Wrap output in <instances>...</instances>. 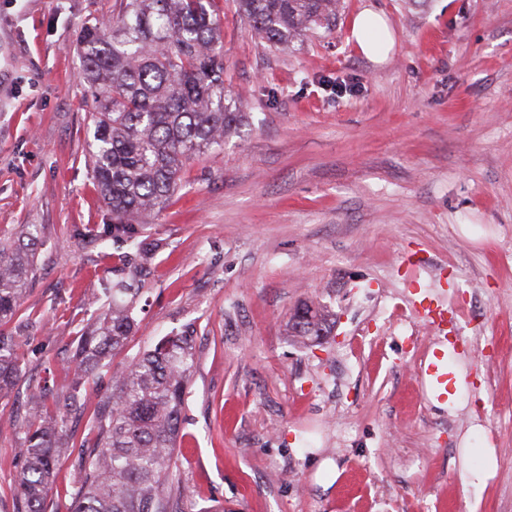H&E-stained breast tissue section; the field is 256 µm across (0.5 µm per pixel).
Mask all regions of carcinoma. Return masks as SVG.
Masks as SVG:
<instances>
[{"label": "carcinoma", "instance_id": "obj_1", "mask_svg": "<svg viewBox=\"0 0 512 512\" xmlns=\"http://www.w3.org/2000/svg\"><path fill=\"white\" fill-rule=\"evenodd\" d=\"M109 21L82 26L80 74L91 99L93 140L88 159L112 216L102 235L117 248L107 284L112 307L79 336L73 359L77 387L64 408L42 406L24 421L16 512H47L56 448L67 434V414H82L80 384L120 353L133 326V309L154 245L145 230L181 187L186 161L216 152L247 119L243 104L224 91V45L211 0H115ZM252 35L271 49L336 28L340 0H235ZM41 226L0 246V324L19 312L35 271ZM312 308V319L297 320ZM330 330L325 310L310 301L294 309L292 336L303 342ZM195 368L193 336H166L113 376L112 400L94 418L96 439L82 448L81 476L68 512H170L173 456L187 385ZM21 360L11 336L0 334V394L15 387Z\"/></svg>", "mask_w": 512, "mask_h": 512}]
</instances>
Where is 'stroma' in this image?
I'll use <instances>...</instances> for the list:
<instances>
[{
    "mask_svg": "<svg viewBox=\"0 0 512 512\" xmlns=\"http://www.w3.org/2000/svg\"><path fill=\"white\" fill-rule=\"evenodd\" d=\"M115 0H0V240L44 235L14 336L22 378L0 399V512H14L32 396L63 403L71 354L112 280L109 221L86 159L90 101L75 44ZM334 32L281 53L216 0L224 85L250 117L187 162L148 228L157 250L123 352L194 330L171 512H512V0H342ZM383 15L381 64L351 33ZM346 94H337V87ZM437 295L459 340L438 348L412 303ZM331 331L307 347L301 301ZM443 351L438 394L424 370ZM89 414L71 417L48 512H67ZM306 306L312 308V320L296 321L299 310L304 309L306 311ZM329 330L328 315L321 306L313 301H302L296 306L289 320L290 336L300 339L305 344L306 341L312 340L314 336H326Z\"/></svg>",
    "mask_w": 512,
    "mask_h": 512,
    "instance_id": "1",
    "label": "stroma"
}]
</instances>
